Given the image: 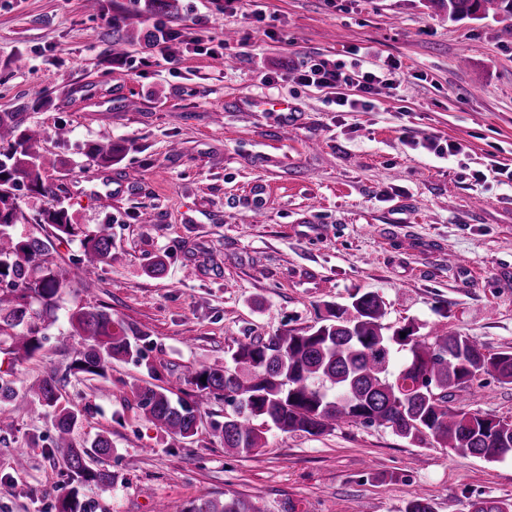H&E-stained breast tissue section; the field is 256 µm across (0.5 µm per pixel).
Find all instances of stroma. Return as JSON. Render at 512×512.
Masks as SVG:
<instances>
[{
    "mask_svg": "<svg viewBox=\"0 0 512 512\" xmlns=\"http://www.w3.org/2000/svg\"><path fill=\"white\" fill-rule=\"evenodd\" d=\"M177 48L149 41L155 25ZM131 40L113 57L118 32ZM204 35L225 42L214 54ZM386 64V83L338 110L301 84L313 61ZM270 83H262V76ZM287 101L291 111H277ZM26 107L52 164L46 193L14 186L17 236L52 234L44 210L112 237V259L86 295L70 279L45 317L33 357L0 354L17 383L59 379L81 411L72 437L112 440L95 465L110 489L84 485L90 512H184L240 496L263 512H403L413 496L436 512L512 499V457L462 458L433 438L346 423L312 436L271 430L262 448L228 456L213 399L198 431L177 439L145 418L132 390L195 393L187 371L223 364L239 343L322 324L332 304L371 292L385 325L468 336L512 350V20H449L441 0H0V113ZM460 142L438 157L427 140ZM112 141L120 159L88 156ZM165 272L153 274L156 263ZM108 307L144 332L137 355L106 376L70 374L80 347L68 319ZM451 406L512 420V384L482 375ZM49 416L21 401L0 432V512H55L68 482L48 450Z\"/></svg>",
    "mask_w": 512,
    "mask_h": 512,
    "instance_id": "obj_1",
    "label": "stroma"
}]
</instances>
